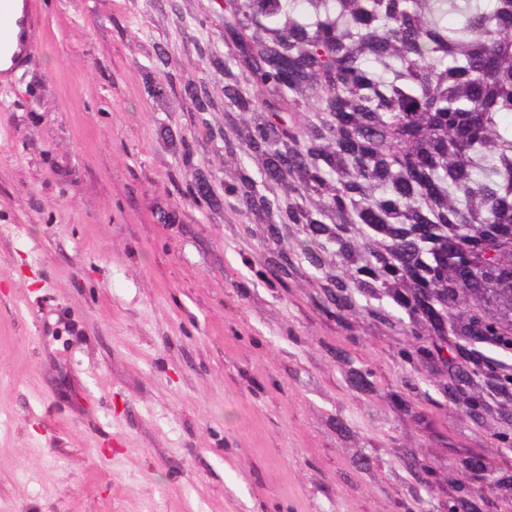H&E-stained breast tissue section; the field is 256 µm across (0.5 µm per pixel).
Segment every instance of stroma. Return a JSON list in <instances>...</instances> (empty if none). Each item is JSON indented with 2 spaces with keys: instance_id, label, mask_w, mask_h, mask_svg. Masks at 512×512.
Wrapping results in <instances>:
<instances>
[{
  "instance_id": "1",
  "label": "stroma",
  "mask_w": 512,
  "mask_h": 512,
  "mask_svg": "<svg viewBox=\"0 0 512 512\" xmlns=\"http://www.w3.org/2000/svg\"><path fill=\"white\" fill-rule=\"evenodd\" d=\"M36 4L35 55L0 81V512H396L406 448L440 506L442 440L490 457L494 423L443 396L437 365L400 361L414 338L371 314L398 315L389 300L324 313L336 257L309 266L302 225L273 237L187 193L204 179L220 198L239 167L224 78L199 58L224 51V0ZM163 51L179 65L159 100ZM340 349L377 395L350 387Z\"/></svg>"
}]
</instances>
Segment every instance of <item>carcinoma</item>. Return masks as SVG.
I'll list each match as a JSON object with an SVG mask.
<instances>
[{"label": "carcinoma", "mask_w": 512, "mask_h": 512, "mask_svg": "<svg viewBox=\"0 0 512 512\" xmlns=\"http://www.w3.org/2000/svg\"><path fill=\"white\" fill-rule=\"evenodd\" d=\"M454 23L448 24V16ZM224 55L201 54L224 74V154L259 165L224 184V205L261 224H302L310 242L336 247L354 267L326 275L327 312L356 296H387L420 341L402 351L442 364L444 393L473 420L492 412L476 388L501 398L498 456L512 451V385L501 364L461 343L482 336L512 353V0H224ZM156 97L176 59L160 57ZM257 88L251 95L243 85ZM196 111L206 89L187 88ZM351 386L377 393L374 372L354 367ZM410 493L430 470L405 456ZM512 486V464L487 463ZM484 478L455 487L447 512H485Z\"/></svg>", "instance_id": "cac0c4a2"}]
</instances>
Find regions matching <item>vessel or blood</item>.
Masks as SVG:
<instances>
[{
  "mask_svg": "<svg viewBox=\"0 0 512 512\" xmlns=\"http://www.w3.org/2000/svg\"><path fill=\"white\" fill-rule=\"evenodd\" d=\"M36 46L33 0H0V80L25 68Z\"/></svg>",
  "mask_w": 512,
  "mask_h": 512,
  "instance_id": "obj_1",
  "label": "vessel or blood"
}]
</instances>
